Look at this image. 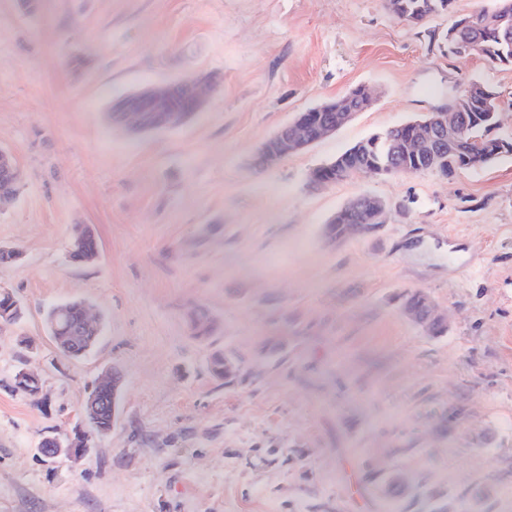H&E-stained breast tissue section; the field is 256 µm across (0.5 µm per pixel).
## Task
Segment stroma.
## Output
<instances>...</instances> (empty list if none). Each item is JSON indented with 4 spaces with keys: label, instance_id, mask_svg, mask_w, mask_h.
Instances as JSON below:
<instances>
[{
    "label": "stroma",
    "instance_id": "1",
    "mask_svg": "<svg viewBox=\"0 0 512 512\" xmlns=\"http://www.w3.org/2000/svg\"><path fill=\"white\" fill-rule=\"evenodd\" d=\"M489 5L407 25L385 0H0V149L25 175L0 210V247L21 253L0 290L25 308L0 327V512H512V154L310 182L474 80L512 136V67L443 39ZM196 76L208 104L182 125L107 124L117 98ZM360 85L366 111L259 166L281 127ZM362 195L383 223L329 239ZM83 228L97 256L78 263ZM416 292L444 333L407 316ZM73 298L102 326L77 359L44 323ZM22 368L43 406L10 392ZM113 372L111 431L84 459L45 458ZM96 253L93 237L86 229L77 230L72 242L70 257L74 261H87Z\"/></svg>",
    "mask_w": 512,
    "mask_h": 512
}]
</instances>
